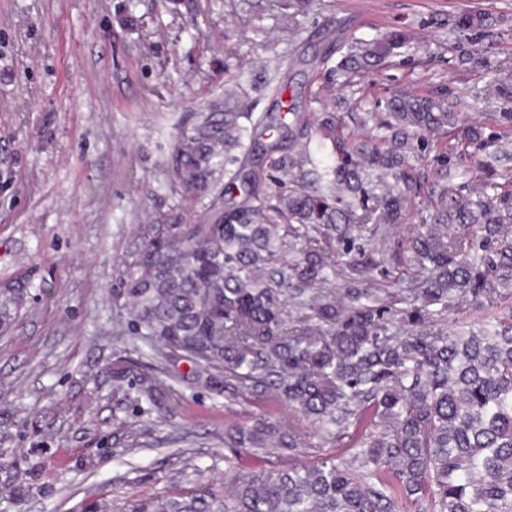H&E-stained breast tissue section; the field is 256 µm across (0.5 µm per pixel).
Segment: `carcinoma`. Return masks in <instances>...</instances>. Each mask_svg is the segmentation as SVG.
Here are the masks:
<instances>
[{"mask_svg": "<svg viewBox=\"0 0 512 512\" xmlns=\"http://www.w3.org/2000/svg\"><path fill=\"white\" fill-rule=\"evenodd\" d=\"M486 26L480 13L455 19L460 32ZM408 36L392 30L349 52L329 70L369 75L401 55ZM292 121L266 112L214 113L181 136L175 181L192 204L217 192L215 174L244 199L191 224L180 214L138 225L114 302L129 332L161 358L191 363L198 378L234 401L265 397L288 421L260 418L224 429L231 489L198 482L152 495L130 512H512V307L492 296L512 288V179L442 198L431 223L410 224L405 202L424 187L419 153L439 135L443 160L454 117L444 100L421 94L386 99L368 118L387 134L360 141L334 112ZM245 118L249 125L238 122ZM309 184L286 189L276 173L315 165ZM271 156L270 172L251 166ZM389 175L394 185L368 180ZM402 227L390 268L364 233ZM27 295L0 285V326H10ZM457 297L485 306L484 327L449 336L426 328ZM157 411L171 395L154 376L139 378ZM339 446L356 440L348 462L289 470L240 471L233 460L269 448L299 449L297 422ZM373 476L371 483L367 477Z\"/></svg>", "mask_w": 512, "mask_h": 512, "instance_id": "carcinoma-1", "label": "carcinoma"}]
</instances>
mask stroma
I'll use <instances>...</instances> for the list:
<instances>
[{"label": "stroma", "instance_id": "obj_1", "mask_svg": "<svg viewBox=\"0 0 512 512\" xmlns=\"http://www.w3.org/2000/svg\"><path fill=\"white\" fill-rule=\"evenodd\" d=\"M288 0H0V284L27 282L0 334V512H78L88 500L121 512L136 499L202 480H228L224 429L285 407L235 402L190 381L191 365L165 362L123 327L112 302L137 225L182 205L171 176L181 134L212 112H302L330 106L349 130L385 92L444 98L459 127L496 129L500 79L512 74V0H310L287 22ZM477 10L484 32L453 30ZM403 28L409 49L351 84L308 93L357 42ZM512 173V134L452 165L422 156V194ZM154 373L171 386L164 413L112 395ZM299 457H245L238 467L286 469ZM41 475L24 496L27 465Z\"/></svg>", "mask_w": 512, "mask_h": 512}]
</instances>
